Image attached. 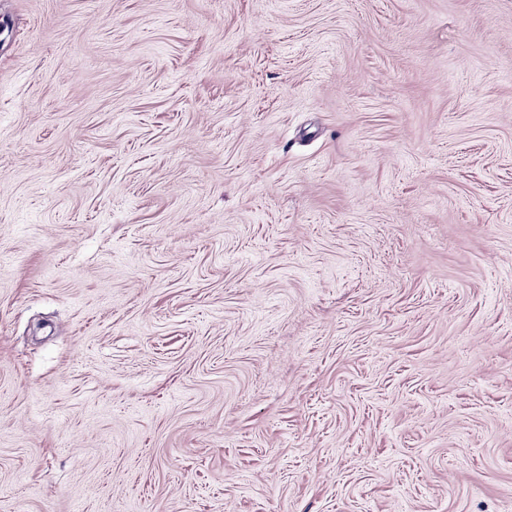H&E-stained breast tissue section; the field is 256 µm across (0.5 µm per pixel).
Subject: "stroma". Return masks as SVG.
Returning <instances> with one entry per match:
<instances>
[{
    "label": "stroma",
    "mask_w": 512,
    "mask_h": 512,
    "mask_svg": "<svg viewBox=\"0 0 512 512\" xmlns=\"http://www.w3.org/2000/svg\"><path fill=\"white\" fill-rule=\"evenodd\" d=\"M0 512H512V0H0Z\"/></svg>",
    "instance_id": "1"
}]
</instances>
